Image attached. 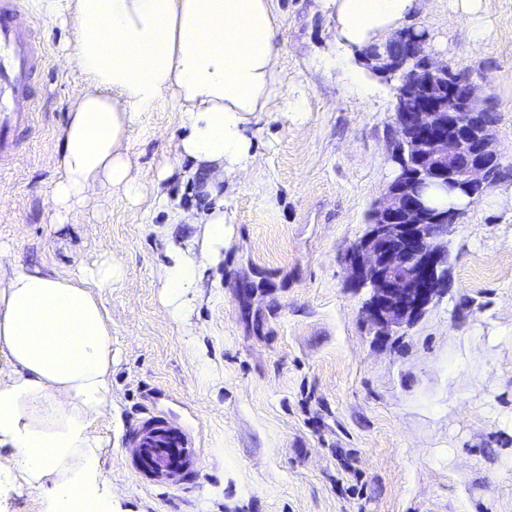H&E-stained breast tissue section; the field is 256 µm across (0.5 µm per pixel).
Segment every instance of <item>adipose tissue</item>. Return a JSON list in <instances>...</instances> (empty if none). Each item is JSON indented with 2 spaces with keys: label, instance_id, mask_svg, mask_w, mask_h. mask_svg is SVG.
<instances>
[{
  "label": "adipose tissue",
  "instance_id": "obj_1",
  "mask_svg": "<svg viewBox=\"0 0 512 512\" xmlns=\"http://www.w3.org/2000/svg\"><path fill=\"white\" fill-rule=\"evenodd\" d=\"M333 38L352 53L413 13L417 0H323ZM71 21L67 59L86 85L61 133L52 221L73 224L100 196H144L123 151L141 113L175 104L182 157L215 207L199 253L171 249L159 270L165 303L185 316L202 260L224 250L225 180L253 163L249 127L276 105L281 62L273 0H37ZM0 244V474L43 494L46 512H76L103 482L96 424L112 407V329L103 296L122 266L103 260L62 276L11 261Z\"/></svg>",
  "mask_w": 512,
  "mask_h": 512
}]
</instances>
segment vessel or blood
<instances>
[{
    "label": "vessel or blood",
    "instance_id": "vessel-or-blood-1",
    "mask_svg": "<svg viewBox=\"0 0 512 512\" xmlns=\"http://www.w3.org/2000/svg\"><path fill=\"white\" fill-rule=\"evenodd\" d=\"M44 65V49L33 35L23 0H0V166L11 160L19 146L16 132L29 122L27 106ZM131 443L151 449L163 463L193 455L192 441L156 416L132 436Z\"/></svg>",
    "mask_w": 512,
    "mask_h": 512
}]
</instances>
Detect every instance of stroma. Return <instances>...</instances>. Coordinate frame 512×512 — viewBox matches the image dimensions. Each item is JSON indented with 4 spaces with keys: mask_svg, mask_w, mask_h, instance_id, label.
<instances>
[{
    "mask_svg": "<svg viewBox=\"0 0 512 512\" xmlns=\"http://www.w3.org/2000/svg\"><path fill=\"white\" fill-rule=\"evenodd\" d=\"M47 62L28 126L0 169V243L18 263L66 275L112 259L125 279L103 298L112 326V412L104 512H512V0H480L482 42L459 0H419L405 24L434 57L477 76L492 107L501 181L448 232V289L412 326L378 335L345 258L391 181L394 84L335 64L320 0H274L281 98L256 115L252 172L224 184V257L203 268L187 323L166 312L158 268L166 206L115 193L76 224L51 222L60 135L83 86L69 29L25 0ZM171 100L141 113L125 151L152 187L172 166L168 204H209L178 157ZM157 233H150V226ZM189 432L177 475L147 472L128 443L144 418Z\"/></svg>",
    "mask_w": 512,
    "mask_h": 512,
    "instance_id": "obj_1",
    "label": "stroma"
}]
</instances>
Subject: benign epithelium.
Here are the masks:
<instances>
[{"instance_id":"7a95c632","label":"benign epithelium","mask_w":512,"mask_h":512,"mask_svg":"<svg viewBox=\"0 0 512 512\" xmlns=\"http://www.w3.org/2000/svg\"><path fill=\"white\" fill-rule=\"evenodd\" d=\"M387 43L390 50L370 57L368 65L380 76H399L394 99L408 108L395 107V176L375 202L367 232L349 251L346 269L357 287L367 289L362 313L389 334L415 324L446 288L448 229L461 209L436 217L434 198L460 189L475 203L496 182L499 155L477 79L465 70L448 75V65L427 54L415 28ZM450 83L460 91L454 110L442 104Z\"/></svg>"}]
</instances>
